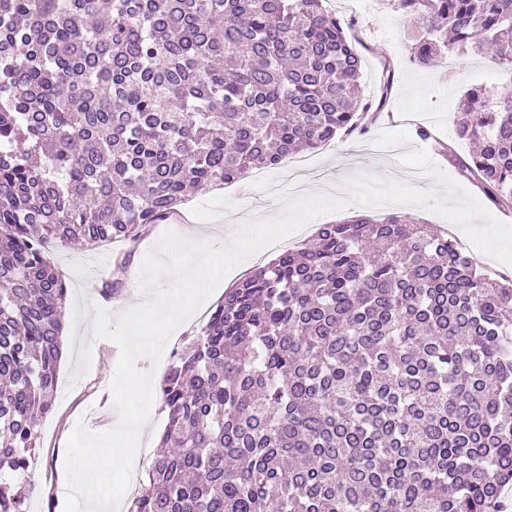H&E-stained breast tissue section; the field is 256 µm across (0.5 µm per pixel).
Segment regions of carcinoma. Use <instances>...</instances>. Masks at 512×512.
Returning <instances> with one entry per match:
<instances>
[{
	"instance_id": "obj_1",
	"label": "carcinoma",
	"mask_w": 512,
	"mask_h": 512,
	"mask_svg": "<svg viewBox=\"0 0 512 512\" xmlns=\"http://www.w3.org/2000/svg\"><path fill=\"white\" fill-rule=\"evenodd\" d=\"M325 0H0V479L27 480L68 288L55 240L121 241L190 191L355 128ZM413 61L512 70V0H401ZM461 174L512 205V85L461 96ZM129 512H503L512 281L406 215L323 224L224 293L159 385ZM0 512H28L0 482Z\"/></svg>"
}]
</instances>
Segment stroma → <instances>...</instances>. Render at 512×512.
<instances>
[{"instance_id":"stroma-1","label":"stroma","mask_w":512,"mask_h":512,"mask_svg":"<svg viewBox=\"0 0 512 512\" xmlns=\"http://www.w3.org/2000/svg\"><path fill=\"white\" fill-rule=\"evenodd\" d=\"M326 7L350 26L348 35L362 59V98L382 102L383 107L365 114L364 131L340 132L306 152L309 172L303 190L293 189L289 169L281 163L265 169L264 183L246 178L187 197L181 210L194 214V223L171 218L155 224L132 255H124L113 244L84 250L58 245L51 251L49 258L68 286L66 357L58 371L68 394L40 423L42 448L31 463L27 483L30 512H40L42 502L57 495L66 472L67 441L76 427L98 433L122 422L111 391L119 349L107 340L93 341L95 315L101 307L116 315L152 303L173 285L174 278L167 273L152 285L140 278L146 256L158 250L166 231L195 234L197 242L209 246L224 236L228 225L286 217L316 188L325 198L340 202V209L315 217L263 248L262 261L311 240L318 225L338 224L355 214L380 221L399 213L420 224L447 228L468 244L483 267L512 279V208L490 202L446 156L450 149L463 157L471 150L468 142L454 136V112L463 92L501 87L512 81V72L471 55L426 65L411 62L416 18L400 8L399 0H327ZM120 263L126 266V286L115 297L105 298L102 285ZM243 277L239 268L230 269L205 300L203 314L185 320L171 333L160 360H136V369L160 382L174 351L204 323L205 311ZM87 345L92 358L85 368L78 354Z\"/></svg>"}]
</instances>
